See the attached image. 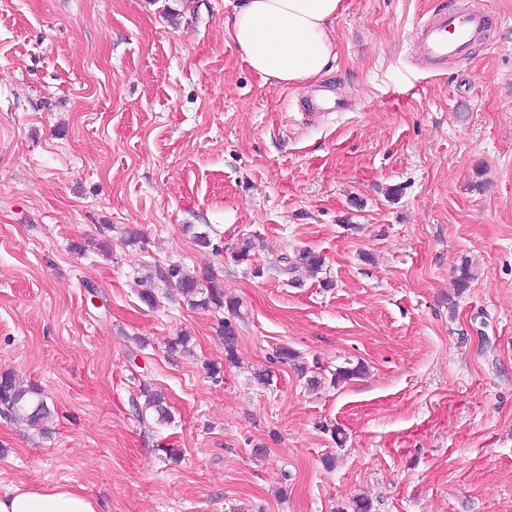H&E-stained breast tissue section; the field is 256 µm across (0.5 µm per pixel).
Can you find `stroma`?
Masks as SVG:
<instances>
[{"mask_svg": "<svg viewBox=\"0 0 512 512\" xmlns=\"http://www.w3.org/2000/svg\"><path fill=\"white\" fill-rule=\"evenodd\" d=\"M462 2L344 0L330 73L286 87L226 37L237 0H0V373L52 412L43 432L0 414V494L512 512V0H486L467 59H413ZM321 84L346 111L316 113ZM305 248L324 267L289 285L275 262ZM172 264L239 301L236 362L228 310L153 279ZM350 362L365 376L331 385ZM144 382L169 422L139 417Z\"/></svg>", "mask_w": 512, "mask_h": 512, "instance_id": "1", "label": "stroma"}]
</instances>
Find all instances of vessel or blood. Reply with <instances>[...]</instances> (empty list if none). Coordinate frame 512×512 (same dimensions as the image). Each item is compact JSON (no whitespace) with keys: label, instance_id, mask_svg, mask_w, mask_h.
<instances>
[{"label":"vessel or blood","instance_id":"b4317fda","mask_svg":"<svg viewBox=\"0 0 512 512\" xmlns=\"http://www.w3.org/2000/svg\"><path fill=\"white\" fill-rule=\"evenodd\" d=\"M488 17L479 9L442 11L426 23L415 53L426 61L441 64L465 58L472 47L485 39Z\"/></svg>","mask_w":512,"mask_h":512}]
</instances>
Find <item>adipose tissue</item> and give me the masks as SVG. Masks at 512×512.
Masks as SVG:
<instances>
[{
  "label": "adipose tissue",
  "instance_id": "adipose-tissue-1",
  "mask_svg": "<svg viewBox=\"0 0 512 512\" xmlns=\"http://www.w3.org/2000/svg\"><path fill=\"white\" fill-rule=\"evenodd\" d=\"M343 0H240L224 32L241 59L275 85L322 77L336 58L334 22ZM0 512H99L72 486L23 484L0 496Z\"/></svg>",
  "mask_w": 512,
  "mask_h": 512
}]
</instances>
